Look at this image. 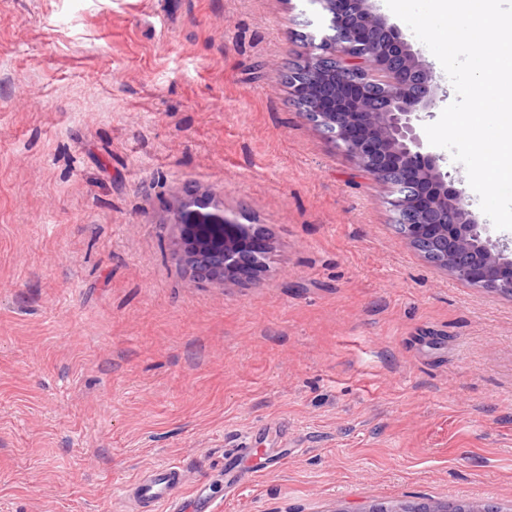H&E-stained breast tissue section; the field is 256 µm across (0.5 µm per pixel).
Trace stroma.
Masks as SVG:
<instances>
[{
    "label": "stroma",
    "instance_id": "35a3bbf8",
    "mask_svg": "<svg viewBox=\"0 0 512 512\" xmlns=\"http://www.w3.org/2000/svg\"><path fill=\"white\" fill-rule=\"evenodd\" d=\"M329 19L0 0V512H132L168 464L220 512H512V296L429 263L303 116L284 74ZM192 198L250 226L258 272L192 273ZM250 448H234L224 457V476L227 478V488L233 492L239 485L247 482L250 472L240 468V461L249 456Z\"/></svg>",
    "mask_w": 512,
    "mask_h": 512
}]
</instances>
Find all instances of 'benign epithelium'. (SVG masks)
Wrapping results in <instances>:
<instances>
[{
    "label": "benign epithelium",
    "instance_id": "benign-epithelium-1",
    "mask_svg": "<svg viewBox=\"0 0 512 512\" xmlns=\"http://www.w3.org/2000/svg\"><path fill=\"white\" fill-rule=\"evenodd\" d=\"M331 15L324 37L290 84L305 118L372 179L392 185L391 206L408 244L457 280L512 296V249L486 236L463 191L427 150L416 122L431 116L439 84L432 67L371 0H320ZM385 86L376 100L372 87ZM194 199L179 211L187 261L201 279L260 268L249 229Z\"/></svg>",
    "mask_w": 512,
    "mask_h": 512
}]
</instances>
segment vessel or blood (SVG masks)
<instances>
[{
    "label": "vessel or blood",
    "mask_w": 512,
    "mask_h": 512,
    "mask_svg": "<svg viewBox=\"0 0 512 512\" xmlns=\"http://www.w3.org/2000/svg\"><path fill=\"white\" fill-rule=\"evenodd\" d=\"M248 455V449L236 448L225 456L224 474L228 490H235L249 480V472L240 466ZM182 485V471L172 465L163 466L136 480L130 488V495L137 512H156L162 504L167 505L170 512H217L215 500L206 494L204 487H197L190 500L180 499Z\"/></svg>",
    "instance_id": "b4317fda"
}]
</instances>
